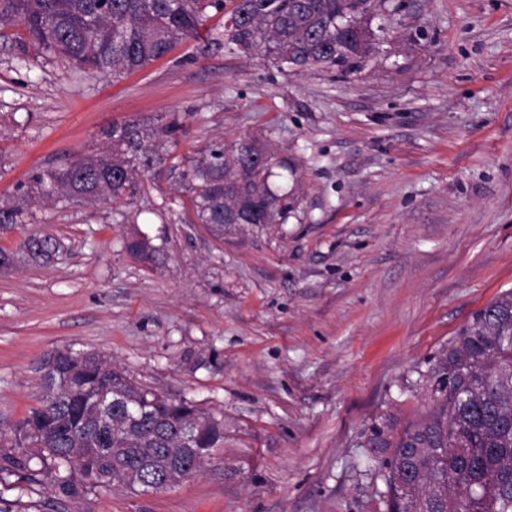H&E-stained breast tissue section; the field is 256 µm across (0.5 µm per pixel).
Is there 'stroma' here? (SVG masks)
<instances>
[{
    "instance_id": "1",
    "label": "stroma",
    "mask_w": 512,
    "mask_h": 512,
    "mask_svg": "<svg viewBox=\"0 0 512 512\" xmlns=\"http://www.w3.org/2000/svg\"><path fill=\"white\" fill-rule=\"evenodd\" d=\"M221 24L118 80L0 38V198L112 122L182 125L134 205L49 203L0 231V429L64 349L224 415L223 448L175 487L73 502L13 472L0 512H382L372 427L424 416L420 372L512 290V0H407L350 75L229 50ZM244 138L287 159L273 183L295 208L220 241L179 168ZM135 232L157 263L125 252Z\"/></svg>"
}]
</instances>
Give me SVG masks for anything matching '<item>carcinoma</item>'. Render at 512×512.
Wrapping results in <instances>:
<instances>
[{"mask_svg":"<svg viewBox=\"0 0 512 512\" xmlns=\"http://www.w3.org/2000/svg\"><path fill=\"white\" fill-rule=\"evenodd\" d=\"M212 10L224 11V0H0V32L13 28L23 49L116 78L198 37ZM401 10L397 0H235L224 35L237 51L263 52L281 66L348 74L372 51L374 18ZM180 130L176 120L103 127L102 149L36 170L0 200V228L18 227L23 213L45 202L132 205L138 176L163 162L160 150ZM275 168L290 170L256 140L200 152L181 173L194 189L197 223L218 240L231 206L246 224L285 223L294 198L273 187ZM56 247L30 235L22 245L34 258H49ZM124 248L141 261L160 254L141 233ZM419 378L432 412L395 435L377 426L368 439L386 468V512H512V292L474 312ZM41 383L44 395L13 427L17 452L5 461L39 465L62 498L96 488L145 495L172 476L173 464L198 458L204 465L224 447V415L137 383L109 357L59 351Z\"/></svg>","mask_w":512,"mask_h":512,"instance_id":"obj_1","label":"carcinoma"}]
</instances>
